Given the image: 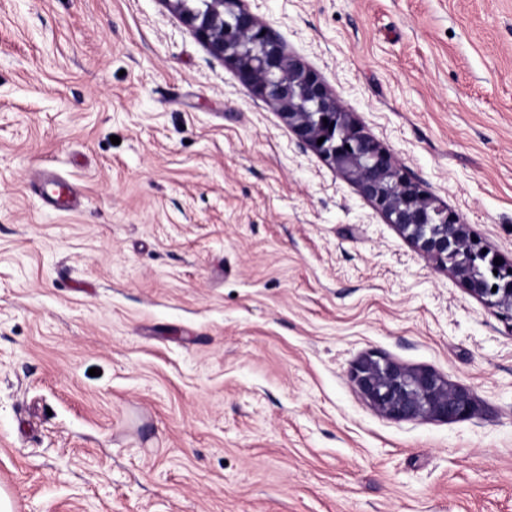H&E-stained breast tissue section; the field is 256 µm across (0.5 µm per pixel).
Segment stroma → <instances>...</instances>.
Segmentation results:
<instances>
[{
  "mask_svg": "<svg viewBox=\"0 0 512 512\" xmlns=\"http://www.w3.org/2000/svg\"><path fill=\"white\" fill-rule=\"evenodd\" d=\"M244 4L512 261V0ZM367 354L480 413L382 417L350 380ZM0 490L13 512H512V324L162 0H0Z\"/></svg>",
  "mask_w": 512,
  "mask_h": 512,
  "instance_id": "stroma-1",
  "label": "stroma"
}]
</instances>
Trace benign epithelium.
Returning <instances> with one entry per match:
<instances>
[{"label":"benign epithelium","instance_id":"obj_1","mask_svg":"<svg viewBox=\"0 0 512 512\" xmlns=\"http://www.w3.org/2000/svg\"><path fill=\"white\" fill-rule=\"evenodd\" d=\"M163 2L211 54L233 67L242 84L278 108L305 149L352 180L421 256L449 269L470 295L503 309L512 321V263L496 266L497 290L489 288L474 271L473 258L484 246L468 226L352 117L318 72L287 52L276 29L261 22L242 0ZM350 379L374 410L397 421H462L481 409L470 388L431 369L409 368L385 357H362Z\"/></svg>","mask_w":512,"mask_h":512}]
</instances>
